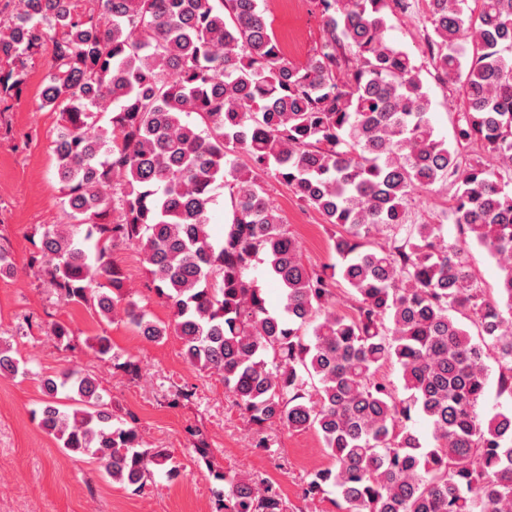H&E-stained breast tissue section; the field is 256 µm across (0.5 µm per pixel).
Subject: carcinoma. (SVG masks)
Masks as SVG:
<instances>
[{
    "instance_id": "obj_1",
    "label": "carcinoma",
    "mask_w": 512,
    "mask_h": 512,
    "mask_svg": "<svg viewBox=\"0 0 512 512\" xmlns=\"http://www.w3.org/2000/svg\"><path fill=\"white\" fill-rule=\"evenodd\" d=\"M313 3L320 40L297 64L261 0H5L0 103L45 50L42 106L58 113L67 223L42 226L28 265L109 322L151 341L178 336L248 422L315 430L332 467L310 475L305 500L512 512V410L477 412L489 347L512 397V0H426L429 65L459 102L452 149L435 135L422 67L388 37L409 0ZM266 176L322 215L337 264L303 262ZM219 188L231 217L214 240ZM450 188L440 220L417 219L419 193ZM473 243L501 272L494 296L470 267ZM126 245L142 251L171 323L128 299L112 261ZM258 263L281 288L277 311L250 276ZM340 280L350 314L336 308ZM389 362L409 397L377 379ZM24 365L0 348V376ZM43 392L41 429L132 493L172 459L141 446L136 417L115 420L91 374L67 368ZM413 411L431 440L407 426ZM215 479L216 512H284L272 482L231 469Z\"/></svg>"
}]
</instances>
